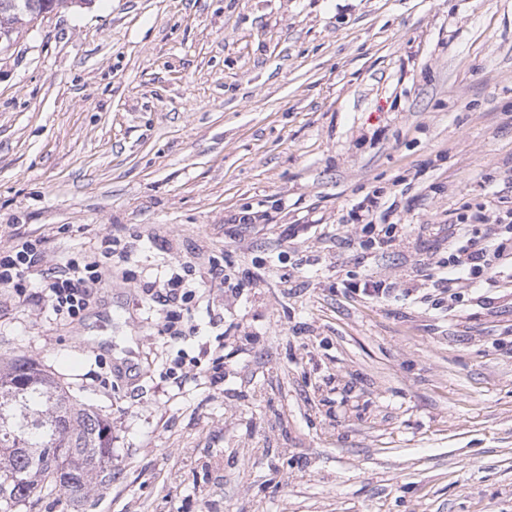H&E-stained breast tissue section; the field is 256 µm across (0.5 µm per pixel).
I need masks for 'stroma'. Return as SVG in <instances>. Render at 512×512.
<instances>
[{
  "label": "stroma",
  "mask_w": 512,
  "mask_h": 512,
  "mask_svg": "<svg viewBox=\"0 0 512 512\" xmlns=\"http://www.w3.org/2000/svg\"><path fill=\"white\" fill-rule=\"evenodd\" d=\"M371 192L399 246H363ZM510 207L512 0H93L35 23L0 51V249L46 237V278L117 225L127 255L73 322L0 290V358L112 425L111 484L41 512H512V284L440 282L458 217ZM180 265L226 280L169 342L144 286Z\"/></svg>",
  "instance_id": "obj_1"
}]
</instances>
